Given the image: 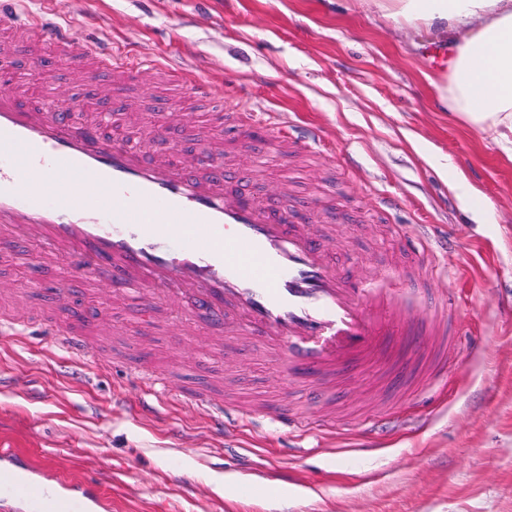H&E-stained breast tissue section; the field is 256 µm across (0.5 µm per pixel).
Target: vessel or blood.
I'll list each match as a JSON object with an SVG mask.
<instances>
[{
  "label": "vessel or blood",
  "instance_id": "1",
  "mask_svg": "<svg viewBox=\"0 0 512 512\" xmlns=\"http://www.w3.org/2000/svg\"><path fill=\"white\" fill-rule=\"evenodd\" d=\"M39 82L47 56L70 64L75 79L97 81L104 112H82L58 94L34 104L33 84L0 87V245L24 234L38 244L46 266L68 261L72 273L106 280L134 294L151 320L159 300L192 298L189 314L223 324L238 342L258 340L287 370L328 397L336 375L369 363L395 367L414 361L438 373L459 331L452 298L435 303L421 322H395L396 291L375 288L340 271L324 238L298 223L289 206L272 209L224 187V160L214 152L181 161L149 130L133 145L102 134L108 113L128 108L127 85L164 75L177 93L156 102L176 110L179 96H211L209 82L161 60H145L75 36L45 16H0V71L19 63L16 40ZM58 303L69 326L43 323L56 346L85 357V331L100 316L77 312L66 295ZM216 427L227 407L216 389L194 391ZM264 413L287 427L304 417L277 402ZM100 487L72 485L47 465L0 452V512H110Z\"/></svg>",
  "mask_w": 512,
  "mask_h": 512
}]
</instances>
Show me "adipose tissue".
<instances>
[{"instance_id": "ef3b65f1", "label": "adipose tissue", "mask_w": 512, "mask_h": 512, "mask_svg": "<svg viewBox=\"0 0 512 512\" xmlns=\"http://www.w3.org/2000/svg\"><path fill=\"white\" fill-rule=\"evenodd\" d=\"M448 54L430 83L444 110L512 159V0H353Z\"/></svg>"}]
</instances>
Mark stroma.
Here are the masks:
<instances>
[{
    "mask_svg": "<svg viewBox=\"0 0 512 512\" xmlns=\"http://www.w3.org/2000/svg\"><path fill=\"white\" fill-rule=\"evenodd\" d=\"M10 6L200 74L216 99H186L181 120L153 112L162 83L130 87L124 130L164 122L174 143L235 146L255 195L273 189L314 212L349 273L378 288L390 262L397 280L422 277L424 293L408 298L419 315L455 289L461 339L447 382L405 385L364 367L337 378L334 400L312 403L306 383L260 347L236 345L215 324L184 334L183 303L148 328L137 298L116 297L83 362L26 319L53 310L60 289L96 303L100 286L64 266L32 283L34 250L20 242L0 253V300L17 323L0 333V448L99 483L112 512H512V160L438 105L424 48L350 0H0ZM218 104L288 114L319 143L276 156L261 127L210 130ZM460 173L481 210L452 191ZM384 196L393 208L380 207ZM427 238L448 247L417 253ZM146 356L165 389L138 379ZM213 386L254 423L216 429L204 407L176 396ZM280 397L305 413L306 431L261 415ZM224 475L264 490L227 493Z\"/></svg>",
    "mask_w": 512,
    "mask_h": 512,
    "instance_id": "1",
    "label": "stroma"
}]
</instances>
